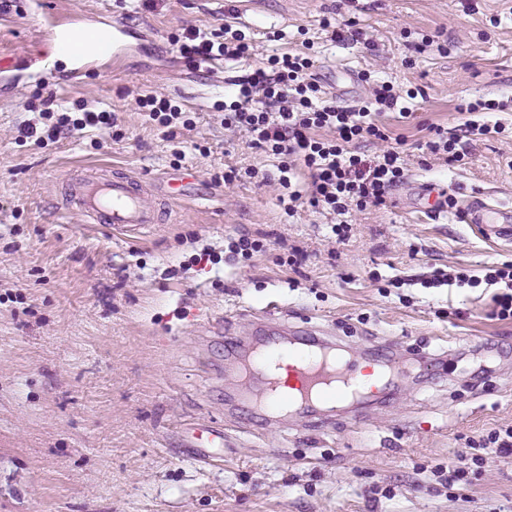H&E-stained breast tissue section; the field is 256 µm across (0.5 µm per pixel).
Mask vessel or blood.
I'll return each instance as SVG.
<instances>
[{
	"label": "vessel or blood",
	"instance_id": "1",
	"mask_svg": "<svg viewBox=\"0 0 512 512\" xmlns=\"http://www.w3.org/2000/svg\"><path fill=\"white\" fill-rule=\"evenodd\" d=\"M87 23L73 15L62 20L64 36L58 43L62 53L76 57L67 80L79 79L94 66L119 62L129 51L123 23L106 19L98 22V38L92 44L78 45L76 36ZM151 183L105 168H88L70 191V203L92 223L114 231H134L159 221V214L147 205ZM464 223L475 224L487 235L512 237V210L492 206L474 196L460 208ZM261 338L255 343L237 344V368L242 376L256 378L253 394L237 399L238 407L267 420L305 416L319 407H349L365 401L370 393L359 372L344 359L334 336L321 329L312 330L309 343L301 345L291 338V329L269 310L255 319ZM192 446L198 456L208 457L210 449L224 445L223 431L210 427L195 431Z\"/></svg>",
	"mask_w": 512,
	"mask_h": 512
}]
</instances>
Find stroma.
<instances>
[{
    "mask_svg": "<svg viewBox=\"0 0 512 512\" xmlns=\"http://www.w3.org/2000/svg\"><path fill=\"white\" fill-rule=\"evenodd\" d=\"M18 0L0 13V512H512V458L489 457L470 485L438 467L469 455V439L512 426V321L492 316L504 284H422L434 270L483 275L512 262V239L432 217L412 188L430 181L459 198L484 193L512 208V0ZM115 18L150 32L148 54L69 83L41 66L43 13ZM355 21L360 43H333L323 19ZM235 22L254 36V65L314 44L326 100L354 108L387 81L412 116L381 113L404 139L408 175L385 209L335 219L278 202L276 159L225 128L237 65L198 75L169 37ZM279 32L276 41L266 40ZM438 37V45L422 39ZM370 73L344 86L341 69ZM416 98H409L410 90ZM153 92L190 112L168 133L137 108ZM115 114L113 127L45 147L21 142L43 100ZM499 103L501 133L468 145L451 167L424 148L430 127L455 134L456 107ZM88 165L147 179L193 173L155 199L159 223L118 235L66 207ZM257 177L225 182V170ZM264 239L250 259L231 239ZM296 265H287L290 250ZM291 326L321 328L356 356L377 348L422 359L416 374L352 413L263 422L229 402L238 376L225 347L248 342L270 305ZM224 429L209 460L186 446L193 428Z\"/></svg>",
    "mask_w": 512,
    "mask_h": 512,
    "instance_id": "stroma-1",
    "label": "stroma"
}]
</instances>
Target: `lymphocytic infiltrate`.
Listing matches in <instances>:
<instances>
[{"instance_id":"lymphocytic-infiltrate-1","label":"lymphocytic infiltrate","mask_w":512,"mask_h":512,"mask_svg":"<svg viewBox=\"0 0 512 512\" xmlns=\"http://www.w3.org/2000/svg\"><path fill=\"white\" fill-rule=\"evenodd\" d=\"M170 43L180 59L195 67L216 61H231L243 68V76L234 79V102L224 115L225 128L245 133L252 147L263 150L279 161V182L288 191L284 205L294 214L297 204H306L319 213L342 216L352 209L386 206L394 187L405 178V160L400 151L391 148L369 156L361 152V143L385 141L389 135L378 124L375 113L398 110L408 118L407 110L398 109V96L393 85L384 82L374 89V100L357 109H349L322 101L321 86L313 74L315 64L311 52H289L268 59L266 67L253 68V45L240 30L224 24L205 31L185 26L173 33ZM138 108L157 126L175 131L193 124L188 113L170 99L153 93L142 95ZM459 111L470 113L461 136L445 137L435 131L427 141L431 154L441 156L448 164L461 162L466 155L465 141L500 132V125L475 120L478 112L492 111L487 102H464ZM46 128L24 130V137L41 146L60 135L81 136L88 129L113 123L110 112L44 111ZM492 286L506 284L507 290L495 294L493 314L499 320H512V263L486 268L483 276L461 270L453 274L435 272L428 287L449 282ZM471 456L461 458L449 467L447 483L472 484L481 474L487 456H512V427L493 429L481 436Z\"/></svg>"}]
</instances>
